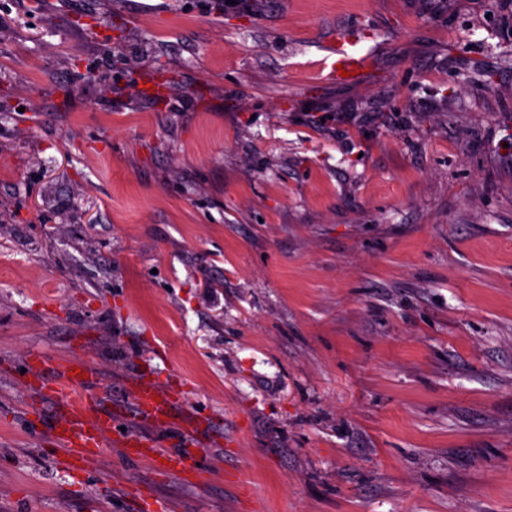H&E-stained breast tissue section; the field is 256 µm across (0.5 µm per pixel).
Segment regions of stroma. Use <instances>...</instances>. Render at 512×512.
Segmentation results:
<instances>
[{
    "label": "stroma",
    "instance_id": "1",
    "mask_svg": "<svg viewBox=\"0 0 512 512\" xmlns=\"http://www.w3.org/2000/svg\"><path fill=\"white\" fill-rule=\"evenodd\" d=\"M33 353L93 361L125 420L139 369L184 384L206 477L60 467ZM138 486L512 512V0H0V512ZM327 58L330 59L327 75L332 81L340 84H357L362 81L369 68V51L347 38H338L329 49ZM338 65L346 72H358L352 77H342Z\"/></svg>",
    "mask_w": 512,
    "mask_h": 512
}]
</instances>
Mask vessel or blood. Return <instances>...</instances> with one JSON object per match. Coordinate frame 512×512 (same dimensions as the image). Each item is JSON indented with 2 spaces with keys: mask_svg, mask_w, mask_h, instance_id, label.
<instances>
[{
  "mask_svg": "<svg viewBox=\"0 0 512 512\" xmlns=\"http://www.w3.org/2000/svg\"><path fill=\"white\" fill-rule=\"evenodd\" d=\"M328 57L331 67L328 75L340 81L342 72H351L352 83H359L369 67V52L357 42L347 38L337 39ZM30 369L33 373L25 385L37 389L44 396L56 399L57 419L54 426L55 442L65 448L69 463H83L100 457L108 444L122 448L126 457L148 461L153 470L166 475H185L194 472L195 453L204 445L205 417L201 412L178 413L184 399L183 389L159 386L150 376H137L131 384V397L138 417L157 427L178 426L183 446L178 450L163 448L142 436L122 431L116 425L117 415L111 404L96 399L84 404L82 397L91 393L92 367L85 360H65L54 367L53 375H46L45 361L34 355Z\"/></svg>",
  "mask_w": 512,
  "mask_h": 512,
  "instance_id": "obj_1",
  "label": "vessel or blood"
}]
</instances>
